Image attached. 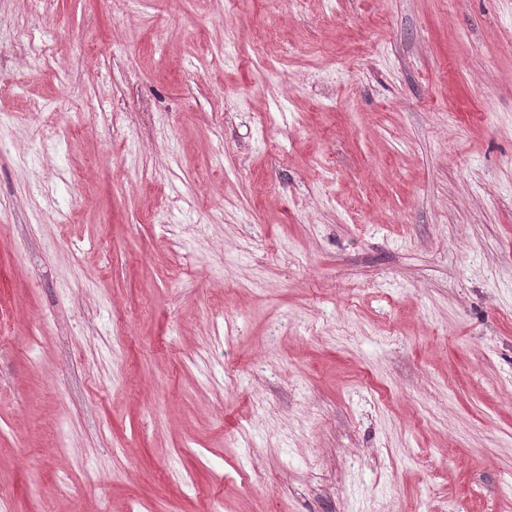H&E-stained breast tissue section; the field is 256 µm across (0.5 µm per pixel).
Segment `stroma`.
Listing matches in <instances>:
<instances>
[{"label": "stroma", "instance_id": "35a3bbf8", "mask_svg": "<svg viewBox=\"0 0 512 512\" xmlns=\"http://www.w3.org/2000/svg\"><path fill=\"white\" fill-rule=\"evenodd\" d=\"M0 218V512H512V0H0Z\"/></svg>", "mask_w": 512, "mask_h": 512}]
</instances>
